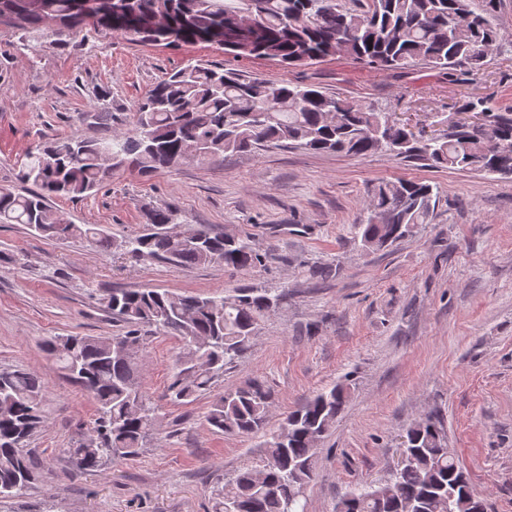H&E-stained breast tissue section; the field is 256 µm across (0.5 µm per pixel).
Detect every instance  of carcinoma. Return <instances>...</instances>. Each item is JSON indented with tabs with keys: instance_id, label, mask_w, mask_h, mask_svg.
<instances>
[{
	"instance_id": "carcinoma-1",
	"label": "carcinoma",
	"mask_w": 512,
	"mask_h": 512,
	"mask_svg": "<svg viewBox=\"0 0 512 512\" xmlns=\"http://www.w3.org/2000/svg\"><path fill=\"white\" fill-rule=\"evenodd\" d=\"M0 0V26L17 18L21 46L50 28L57 41L104 30L153 46L207 42L241 57L272 58L282 65H309L345 55L381 71L424 64L472 72L499 45L497 0ZM462 113L483 112L485 128L465 122L440 137L417 138L388 112L353 105L316 86L250 79L207 63H189L157 82L134 107L132 128L97 140L52 139L26 154L19 178L25 194L0 189V224H23L57 240L103 243L94 224H72L51 209L53 197L78 199L99 189L113 169L151 173L187 159L251 153L269 146L366 156L386 152L427 165L512 175V113L493 112L469 99ZM437 187L419 180H378L368 189L367 216L355 225L366 250L386 248L432 221ZM171 207L148 214L144 232L116 247L135 259L173 266L219 261L244 270L271 259L250 236L219 234L198 224L192 243L175 232ZM282 295L235 288L222 296L171 294L157 289L112 292L107 306L125 324L120 336H50L46 354L97 404L92 433L66 449L82 470L107 460L138 457L156 422V409L138 382L136 349L145 347L140 327L178 336L182 347L167 388L178 404L209 392L224 369L251 348L259 323ZM45 382L23 368L0 369V499L27 494L37 464L26 451L45 426ZM347 388L338 384L291 411L265 442L263 464L245 468L212 491L214 512H306L304 489L313 477L319 443L344 409ZM273 403L258 380L224 391L206 416L218 432H264ZM406 459L384 483L352 492L337 512H475L476 496L448 448L434 416L411 426L400 444Z\"/></svg>"
}]
</instances>
